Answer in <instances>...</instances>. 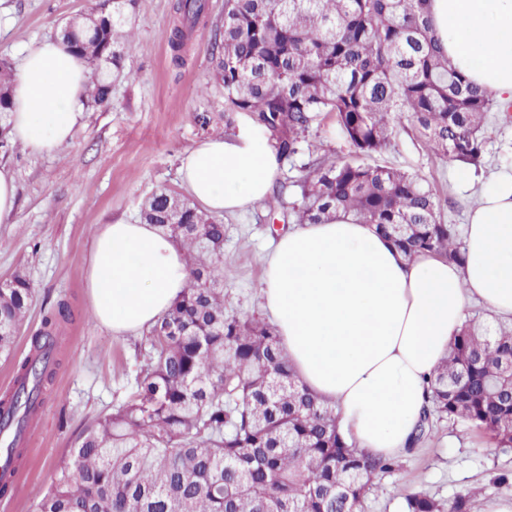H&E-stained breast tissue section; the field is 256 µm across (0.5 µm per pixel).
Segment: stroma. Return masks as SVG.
Segmentation results:
<instances>
[{"mask_svg": "<svg viewBox=\"0 0 512 512\" xmlns=\"http://www.w3.org/2000/svg\"><path fill=\"white\" fill-rule=\"evenodd\" d=\"M102 0H0L13 25L0 37V57L16 61L24 45L58 35L66 20L99 8ZM176 0H136L129 25L134 47L112 80L111 103L84 107L72 140L52 157L29 156L19 144L0 148L18 187L15 221L0 224V279L19 273L30 281L34 301L10 355L0 354V393L30 351L45 312L66 302L72 316L56 330L58 366L22 446L11 492L0 512H36L51 485L56 464L99 418L112 414L131 391L148 346L145 335L115 336L92 320L84 270L100 225L137 221L142 203L160 187L179 191L185 152L224 132V87L212 72L211 43L224 25V0H207L173 64L169 39ZM211 118L210 125L197 114ZM312 158L389 166L422 176L441 203L444 223L463 226L476 195L454 180L457 163L435 153L409 121L396 124L387 150L364 158L344 138L334 116H326L305 146ZM512 173V116L489 112L480 176ZM219 276L234 313L266 320L260 293L262 258L283 227L259 204L226 214ZM400 470L384 475L365 500L363 512H401L405 495L421 491L439 501L477 491L481 502L512 499V449L497 448L463 422L436 418L424 440L402 452Z\"/></svg>", "mask_w": 512, "mask_h": 512, "instance_id": "obj_1", "label": "stroma"}]
</instances>
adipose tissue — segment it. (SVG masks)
I'll return each mask as SVG.
<instances>
[{"instance_id":"adipose-tissue-1","label":"adipose tissue","mask_w":512,"mask_h":512,"mask_svg":"<svg viewBox=\"0 0 512 512\" xmlns=\"http://www.w3.org/2000/svg\"><path fill=\"white\" fill-rule=\"evenodd\" d=\"M450 64L512 102V0H430ZM86 62L63 38L26 46L7 112L9 137L29 155H55L83 118ZM179 180L214 215L265 200L280 175L265 137L210 136L181 160ZM466 260L430 252L405 260L373 225L341 217L281 235L263 261L261 294L302 382L333 404L345 440L396 455L426 401L425 381L477 300L512 318V173L484 184L464 229ZM179 243L154 225L96 232L86 265L91 314L112 334L151 330L189 284Z\"/></svg>"}]
</instances>
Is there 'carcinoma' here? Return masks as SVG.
Instances as JSON below:
<instances>
[{
    "instance_id": "1",
    "label": "carcinoma",
    "mask_w": 512,
    "mask_h": 512,
    "mask_svg": "<svg viewBox=\"0 0 512 512\" xmlns=\"http://www.w3.org/2000/svg\"><path fill=\"white\" fill-rule=\"evenodd\" d=\"M112 3L61 36L88 65L120 68L119 43L133 46L122 20L136 0ZM429 0H224V32L211 60L224 84V125L249 114L278 160L300 154L310 131L332 113L364 156L390 145L394 123L414 122L452 161L477 164L496 102L453 69L435 37ZM173 61L206 9L177 0ZM11 64L0 60V112L11 108ZM109 102V83L88 89ZM267 201L297 224L339 214L372 224L410 259L428 251L465 261L451 224L425 180L393 167L317 159ZM141 219L169 233L189 257L191 280L150 331L151 355L130 399L99 420L56 466L37 512H362L374 480L399 460L359 452L343 440L336 409L295 375L273 326L229 311L217 287L224 225L168 190L142 205ZM0 288V353L10 350L33 302L16 274ZM66 304L45 316L30 355L0 397V455L21 457L19 441L56 366L55 330ZM512 330L467 319L428 382L429 396L409 447L430 419L447 416L512 448ZM403 512H478L474 493L449 505L424 493Z\"/></svg>"
}]
</instances>
